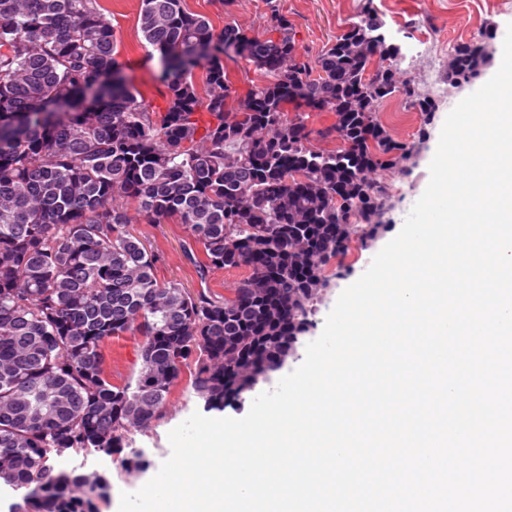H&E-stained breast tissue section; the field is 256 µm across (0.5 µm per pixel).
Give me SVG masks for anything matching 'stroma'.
I'll list each match as a JSON object with an SVG mask.
<instances>
[{
	"label": "stroma",
	"mask_w": 512,
	"mask_h": 512,
	"mask_svg": "<svg viewBox=\"0 0 512 512\" xmlns=\"http://www.w3.org/2000/svg\"><path fill=\"white\" fill-rule=\"evenodd\" d=\"M494 3L495 0H373L375 11L388 29L401 30L409 42L418 44L417 53L401 62L400 76L412 80L416 90L433 101L435 109L431 121L426 123L418 108L402 96L379 104L389 135L398 141H419L420 149L406 169L382 172V179L399 186L385 216L388 229L365 245L357 246L341 267H329L330 284L315 305L308 340L320 336L325 319L341 292L359 279L374 256L401 230L429 183V164L448 114L499 69L512 11L498 12L493 8ZM99 4L115 30L117 57L123 65L128 86L153 108H164L166 89L158 79L159 54L146 43L139 29L141 0H99ZM184 7L188 12L208 18L217 29L233 22L249 34L260 35L267 27L262 0H233L227 6L222 5L221 0H184ZM280 8L294 26L299 52L312 60L343 28L356 22L359 12L358 0H280ZM479 37L483 38L489 54L485 68L471 83L452 86L447 80L449 49ZM128 214L134 233L159 256L154 268L158 281H177L192 291L203 288L221 295L243 278L244 272L240 269H215L207 277H200L185 257L194 242L183 225L172 220L150 223L134 208L129 209ZM201 408L189 379H181L173 386L161 418L133 435L135 448L144 451L150 462L149 468L139 475H127L120 457L94 456V467L111 474L116 492L102 512H118L119 492L137 491L156 474L171 454L169 432Z\"/></svg>",
	"instance_id": "obj_1"
}]
</instances>
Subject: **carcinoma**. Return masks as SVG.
Returning <instances> with one entry per match:
<instances>
[{"mask_svg": "<svg viewBox=\"0 0 512 512\" xmlns=\"http://www.w3.org/2000/svg\"><path fill=\"white\" fill-rule=\"evenodd\" d=\"M264 2L267 37L142 0L167 88L156 111L121 76L96 0H0V481L22 491L10 512H102L112 478L69 460L128 448L126 471L147 469L133 432L187 370L204 409L241 402L297 354L331 260L384 229L390 195L370 176L417 144L391 138L377 107L399 93L427 117L431 103L400 79L401 47L370 3L311 62L279 0ZM223 56L266 80L238 95ZM484 65L478 41L448 53L457 80ZM326 111L336 123L309 127ZM131 203L183 224L199 275L246 276L224 296L158 282ZM128 333L138 369L117 385L104 346Z\"/></svg>", "mask_w": 512, "mask_h": 512, "instance_id": "carcinoma-1", "label": "carcinoma"}]
</instances>
